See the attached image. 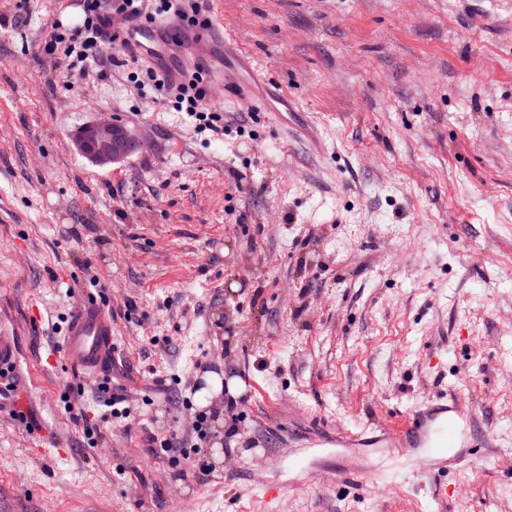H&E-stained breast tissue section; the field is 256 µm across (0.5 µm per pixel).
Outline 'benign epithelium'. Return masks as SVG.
<instances>
[{
	"instance_id": "1",
	"label": "benign epithelium",
	"mask_w": 512,
	"mask_h": 512,
	"mask_svg": "<svg viewBox=\"0 0 512 512\" xmlns=\"http://www.w3.org/2000/svg\"><path fill=\"white\" fill-rule=\"evenodd\" d=\"M74 143L78 151L99 165L121 161L138 152L139 135L112 122H90L77 132Z\"/></svg>"
}]
</instances>
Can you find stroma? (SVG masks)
<instances>
[{"label":"stroma","mask_w":512,"mask_h":512,"mask_svg":"<svg viewBox=\"0 0 512 512\" xmlns=\"http://www.w3.org/2000/svg\"><path fill=\"white\" fill-rule=\"evenodd\" d=\"M206 3L283 120L211 82L219 141L130 68L64 81L43 46L80 9L0 0V334L29 395L14 420L0 378V512H512V0ZM93 120L141 150L90 162ZM89 294L116 351L85 377L47 357ZM450 397L476 448L447 498L337 476L336 435ZM205 384L207 388H204V394L212 393H221L226 385V393L229 396L228 403L232 400L235 402V397H237L242 392V387L239 380L236 377L224 375V379L222 380L220 376L217 374H207L204 377ZM225 382V384H224Z\"/></svg>","instance_id":"obj_1"}]
</instances>
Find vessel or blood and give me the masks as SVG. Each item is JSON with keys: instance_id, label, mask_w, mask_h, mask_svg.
I'll list each match as a JSON object with an SVG mask.
<instances>
[{"instance_id": "b4317fda", "label": "vessel or blood", "mask_w": 512, "mask_h": 512, "mask_svg": "<svg viewBox=\"0 0 512 512\" xmlns=\"http://www.w3.org/2000/svg\"><path fill=\"white\" fill-rule=\"evenodd\" d=\"M168 31L177 40L193 38L195 56L205 60L219 35H188L179 25L168 24ZM224 90L236 98L253 94L258 77L250 62L239 56L232 44L224 46ZM112 321L97 299L85 298L70 320L62 341V354L68 366L76 371L98 373L112 357ZM472 421L466 418L457 400L451 399L419 410L401 425L387 428L379 454L389 463L411 467L436 478V495L447 489L438 481L469 455Z\"/></svg>"}]
</instances>
